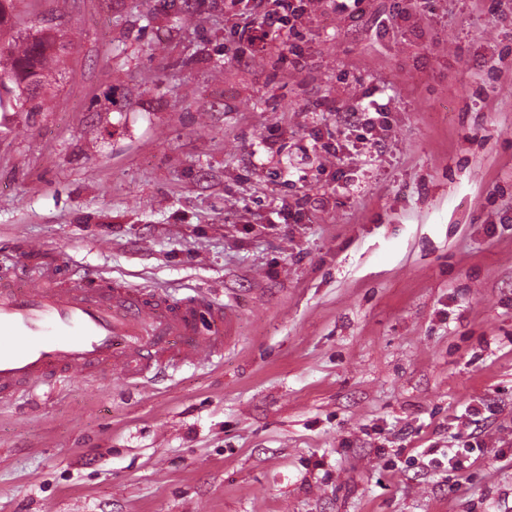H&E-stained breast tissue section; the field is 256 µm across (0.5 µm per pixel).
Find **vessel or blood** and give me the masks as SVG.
Instances as JSON below:
<instances>
[{"label":"vessel or blood","instance_id":"obj_1","mask_svg":"<svg viewBox=\"0 0 512 512\" xmlns=\"http://www.w3.org/2000/svg\"><path fill=\"white\" fill-rule=\"evenodd\" d=\"M230 305L78 270L28 275L0 261V401L52 394L76 379L142 385L162 368L205 365L233 335Z\"/></svg>","mask_w":512,"mask_h":512}]
</instances>
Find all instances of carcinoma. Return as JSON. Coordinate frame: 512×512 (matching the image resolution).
<instances>
[{
    "label": "carcinoma",
    "mask_w": 512,
    "mask_h": 512,
    "mask_svg": "<svg viewBox=\"0 0 512 512\" xmlns=\"http://www.w3.org/2000/svg\"><path fill=\"white\" fill-rule=\"evenodd\" d=\"M65 45L57 33L41 28L27 33L0 48L4 62L0 63V74L15 90L14 107L18 112H37L36 89L31 87L29 78H35L39 86L48 85L51 70L60 60Z\"/></svg>",
    "instance_id": "1"
}]
</instances>
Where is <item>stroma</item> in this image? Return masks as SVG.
Masks as SVG:
<instances>
[{
  "instance_id": "obj_1",
  "label": "stroma",
  "mask_w": 512,
  "mask_h": 512,
  "mask_svg": "<svg viewBox=\"0 0 512 512\" xmlns=\"http://www.w3.org/2000/svg\"><path fill=\"white\" fill-rule=\"evenodd\" d=\"M14 4L71 49L0 112V254L238 322L222 363L0 403V512H512V0H312L300 69L236 43L248 0ZM385 106L371 100L360 111H345L347 123L350 127H361L372 137V131L376 128L377 121L379 124H383L384 120L381 121L380 118H386L384 116L386 114L384 112H387ZM372 112L378 117H371ZM459 437L461 438V436ZM460 438L457 439V441L463 442L462 446H457V448H446V450L443 451L439 448H426L422 451V454L428 453L427 455H435L440 452L445 461L438 458H432V460H437L438 466L446 463L448 471L461 469L463 464L461 457H470L476 451L482 452L483 448L480 447V444H478L477 441H475L476 446L474 447L470 440L461 441Z\"/></svg>"
}]
</instances>
